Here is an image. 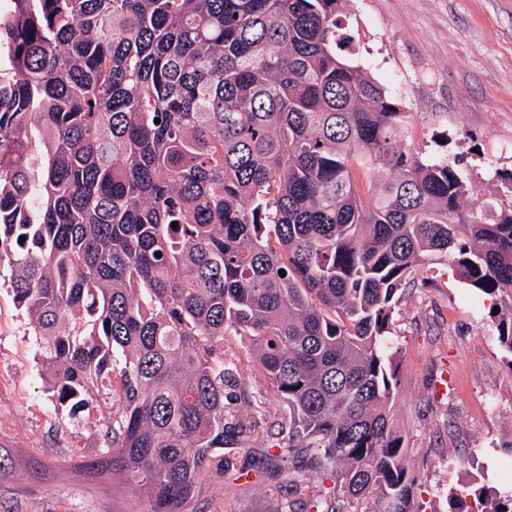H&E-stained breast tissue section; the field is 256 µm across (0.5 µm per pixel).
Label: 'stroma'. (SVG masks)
<instances>
[{"mask_svg":"<svg viewBox=\"0 0 512 512\" xmlns=\"http://www.w3.org/2000/svg\"><path fill=\"white\" fill-rule=\"evenodd\" d=\"M345 51L408 116L406 147L426 160L461 158L475 203L497 197L512 172V0H342ZM491 298L441 261L406 285L388 354L398 362L390 414L408 440L420 512H445L449 488L512 491V354L489 317ZM244 338L224 339V365L239 376L237 417L256 431L228 444L233 471L210 474L186 512H276L287 481L265 480L259 461L277 455L270 426L288 409L252 365ZM28 315L0 277V512H138L137 494L91 474L117 408L112 393L80 427L56 413Z\"/></svg>","mask_w":512,"mask_h":512,"instance_id":"obj_1","label":"stroma"}]
</instances>
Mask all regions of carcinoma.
Returning a JSON list of instances; mask_svg holds the SVG:
<instances>
[{"label":"carcinoma","mask_w":512,"mask_h":512,"mask_svg":"<svg viewBox=\"0 0 512 512\" xmlns=\"http://www.w3.org/2000/svg\"><path fill=\"white\" fill-rule=\"evenodd\" d=\"M338 6L0 5V274L71 423L121 373L89 468L109 465L140 512H185L229 469L224 439L254 434L224 405L229 333L288 407L266 467L291 483L288 512H342V496L417 512L383 341L425 264L495 301L512 355V200L476 208L456 162L403 150L407 115L343 53ZM358 172L381 176L368 199ZM447 501L512 512L484 486Z\"/></svg>","instance_id":"cac0c4a2"}]
</instances>
